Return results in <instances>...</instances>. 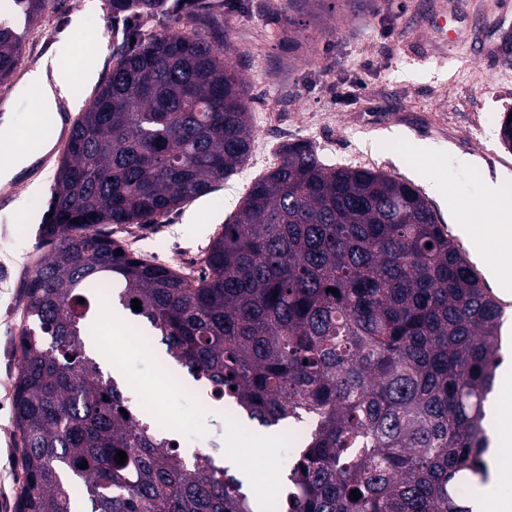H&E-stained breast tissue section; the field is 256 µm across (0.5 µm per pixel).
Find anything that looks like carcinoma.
Masks as SVG:
<instances>
[{
  "mask_svg": "<svg viewBox=\"0 0 512 512\" xmlns=\"http://www.w3.org/2000/svg\"><path fill=\"white\" fill-rule=\"evenodd\" d=\"M47 2L13 0L29 23ZM190 2V30L153 35L147 24L177 3L109 0L113 17L128 13L142 28L127 30L73 125L53 215L40 227L54 247L25 288L15 512H74L78 490L84 512H257L225 462L183 456L87 353L102 298L259 426L314 418L276 512H473L458 485L465 474L487 481L503 308L416 188L287 144L196 278L142 260L102 230L157 223L250 154L224 26ZM22 38L0 23V83L15 73Z\"/></svg>",
  "mask_w": 512,
  "mask_h": 512,
  "instance_id": "cac0c4a2",
  "label": "carcinoma"
}]
</instances>
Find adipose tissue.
Masks as SVG:
<instances>
[{"instance_id":"obj_1","label":"adipose tissue","mask_w":512,"mask_h":512,"mask_svg":"<svg viewBox=\"0 0 512 512\" xmlns=\"http://www.w3.org/2000/svg\"><path fill=\"white\" fill-rule=\"evenodd\" d=\"M81 21L73 19L68 35L62 36L53 46L51 54L43 57L24 75L17 87V93L32 98L36 106L42 110L57 109L59 101L68 99L71 87V75L61 61L70 54L80 37ZM34 127L19 128L14 125L11 116L0 119V183L13 180L20 173L28 170L37 160L36 155L17 153L12 145L20 138L36 137ZM483 195L489 205L488 224L483 233H475L469 217H462L461 230L473 242H482L483 238L494 239L498 244L492 275L502 287L512 288V223L503 219V208L499 203L498 185L486 181Z\"/></svg>"}]
</instances>
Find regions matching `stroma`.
I'll return each mask as SVG.
<instances>
[{"mask_svg": "<svg viewBox=\"0 0 512 512\" xmlns=\"http://www.w3.org/2000/svg\"><path fill=\"white\" fill-rule=\"evenodd\" d=\"M82 36L122 40L121 20L110 17L108 0H50L22 42L19 72L49 53L75 14ZM499 0H224L220 21L228 34L227 57L247 91L254 131L271 151L307 142L327 164L373 169L414 185L432 204L482 280H490L493 248L477 251L458 217L468 213L481 225L486 207L482 188L498 181L500 202L512 205V148L499 137L504 113H512V62L473 59L474 48L508 41L512 31L495 24ZM114 55L85 54L63 60L73 85L81 86L73 110L81 112L95 82L112 70ZM94 81H86V70ZM431 146L415 159L417 143ZM473 158L457 167L454 156ZM253 184L236 171L207 196L189 201L147 226L114 228L144 258L180 270H201L202 258ZM54 182L34 189L22 179L0 186V512H14L22 481L12 417L15 351L28 280L26 267L44 254L38 227ZM505 312L507 364L495 397L512 416V292L492 288ZM93 354L104 370L119 366L118 381L132 401H144L173 434L195 437L193 450L226 453L234 434L240 456L259 462L237 470L244 485L280 494L288 470L289 435L225 417L220 406H202V390L191 383L168 384L176 373L162 346L143 349L135 340L120 344L96 337ZM488 482L475 486V501L512 499V439L492 441Z\"/></svg>", "mask_w": 512, "mask_h": 512, "instance_id": "35a3bbf8", "label": "stroma"}]
</instances>
